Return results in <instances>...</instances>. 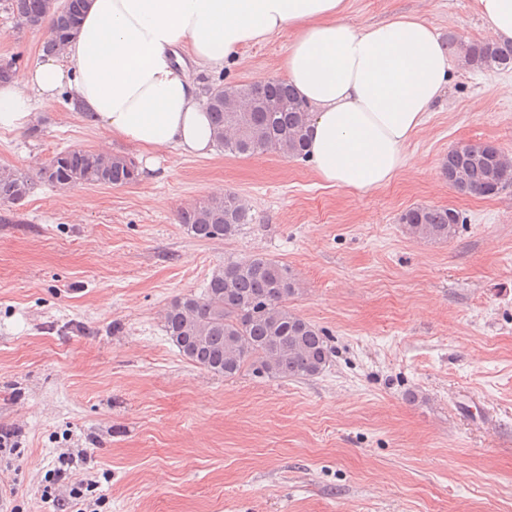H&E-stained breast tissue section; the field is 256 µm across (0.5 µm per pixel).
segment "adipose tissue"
<instances>
[{"label":"adipose tissue","mask_w":512,"mask_h":512,"mask_svg":"<svg viewBox=\"0 0 512 512\" xmlns=\"http://www.w3.org/2000/svg\"><path fill=\"white\" fill-rule=\"evenodd\" d=\"M474 4L485 40L511 43L512 0ZM344 13L345 0H88L63 53L42 54L0 85V130H27L66 93L112 136L150 152L210 155L211 117L175 48L206 72L290 29L279 69L311 110L309 163L328 185L379 188L405 168L410 139L451 82V59L425 19L357 27Z\"/></svg>","instance_id":"ef3b65f1"}]
</instances>
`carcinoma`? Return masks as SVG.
<instances>
[{"label":"carcinoma","instance_id":"1","mask_svg":"<svg viewBox=\"0 0 512 512\" xmlns=\"http://www.w3.org/2000/svg\"><path fill=\"white\" fill-rule=\"evenodd\" d=\"M44 0H9L23 27L50 23L54 38L45 52L63 46L80 27L86 0H69L66 16L43 12ZM466 49L471 67L494 73L512 67V44L489 42L462 46L448 38V49ZM251 92L257 101L252 112L238 113L243 129L235 132L225 112L224 95L229 89ZM215 86L205 91L206 107L214 120L217 147L227 154L249 156L276 154L285 158L305 156L310 113L305 102L284 79L260 85ZM448 164L460 167L466 193L482 194L489 180L486 166L448 155ZM139 170L124 156L90 150L62 151L41 170V178L59 187L74 185H128L136 182ZM31 180L19 171L0 168V201L25 198ZM179 222L199 240L229 238L248 223V209L236 196L213 197L179 213ZM406 233L432 242L453 238L460 224L458 212L448 208L417 205L400 217ZM300 283L288 264L263 256L232 260L215 268L201 295L175 298L164 313L169 338L194 336L193 352L186 356L215 374L234 377L248 370L256 377L311 378L323 372L331 357L328 337L288 306L299 293Z\"/></svg>","mask_w":512,"mask_h":512}]
</instances>
